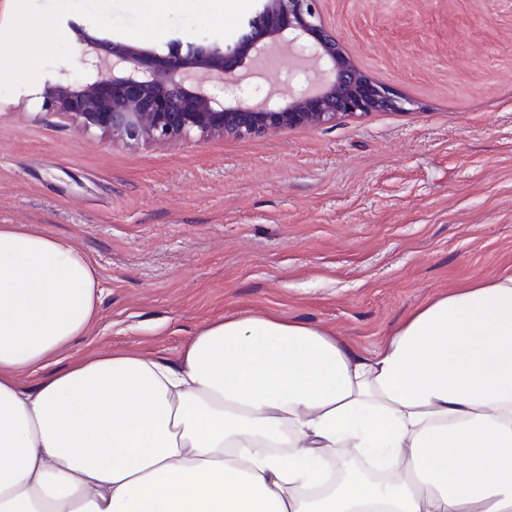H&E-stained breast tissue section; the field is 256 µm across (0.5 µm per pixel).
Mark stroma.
Instances as JSON below:
<instances>
[{"label": "stroma", "instance_id": "obj_1", "mask_svg": "<svg viewBox=\"0 0 512 512\" xmlns=\"http://www.w3.org/2000/svg\"><path fill=\"white\" fill-rule=\"evenodd\" d=\"M360 70L415 100L323 127L115 140L0 94V224L94 264L73 360L176 361L204 325L273 314L360 354L432 297L512 273V0H321Z\"/></svg>", "mask_w": 512, "mask_h": 512}]
</instances>
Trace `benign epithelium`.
Masks as SVG:
<instances>
[{
  "mask_svg": "<svg viewBox=\"0 0 512 512\" xmlns=\"http://www.w3.org/2000/svg\"><path fill=\"white\" fill-rule=\"evenodd\" d=\"M258 2L246 30L224 45L175 39L166 50L146 54L85 36L83 77L74 80L66 65H57L44 81L43 105L84 131L164 143L214 135L250 138L379 110L418 109L394 87L358 71L320 12V0ZM284 47L312 62L316 77L281 93L246 91L241 73Z\"/></svg>",
  "mask_w": 512,
  "mask_h": 512,
  "instance_id": "7a95c632",
  "label": "benign epithelium"
}]
</instances>
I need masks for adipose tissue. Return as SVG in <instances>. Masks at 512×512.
Segmentation results:
<instances>
[{"label":"adipose tissue","mask_w":512,"mask_h":512,"mask_svg":"<svg viewBox=\"0 0 512 512\" xmlns=\"http://www.w3.org/2000/svg\"><path fill=\"white\" fill-rule=\"evenodd\" d=\"M99 294L72 244L0 224V512H512V274L368 355L243 316L175 363L115 351L27 384Z\"/></svg>","instance_id":"adipose-tissue-1"}]
</instances>
